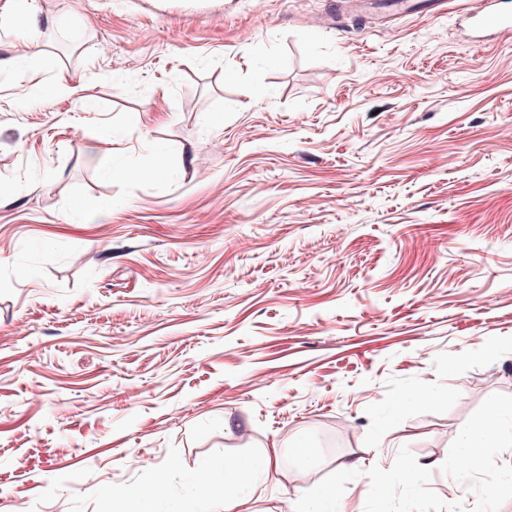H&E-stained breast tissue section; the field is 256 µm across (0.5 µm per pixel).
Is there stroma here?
<instances>
[{"label": "stroma", "instance_id": "35a3bbf8", "mask_svg": "<svg viewBox=\"0 0 512 512\" xmlns=\"http://www.w3.org/2000/svg\"><path fill=\"white\" fill-rule=\"evenodd\" d=\"M35 6L31 38L0 0L29 58L0 71V512H178L267 452L245 512H512L511 441L448 469L512 400V39L332 0ZM499 437L497 423L479 421L464 428L460 434L459 456L470 459L475 448H485ZM294 512H335L336 510V493L333 490H324L315 498L306 501L297 502Z\"/></svg>", "mask_w": 512, "mask_h": 512}]
</instances>
